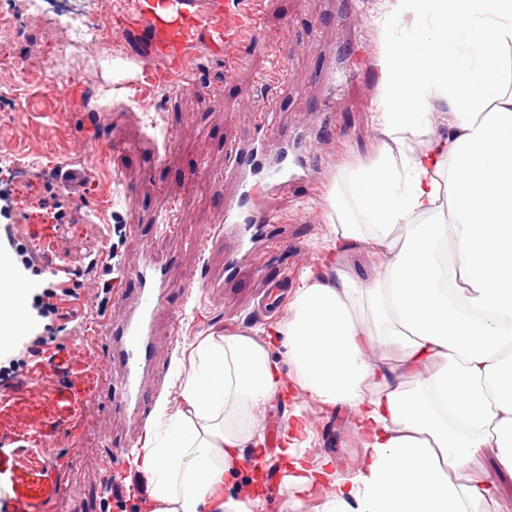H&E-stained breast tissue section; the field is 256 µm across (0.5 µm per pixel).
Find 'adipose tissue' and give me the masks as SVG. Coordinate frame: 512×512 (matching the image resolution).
<instances>
[{
    "label": "adipose tissue",
    "instance_id": "adipose-tissue-1",
    "mask_svg": "<svg viewBox=\"0 0 512 512\" xmlns=\"http://www.w3.org/2000/svg\"><path fill=\"white\" fill-rule=\"evenodd\" d=\"M375 24L387 141L328 196L329 245L277 343H192L180 407L158 400L135 451L151 512H269L225 483L289 390L348 410L355 451L343 470L315 453L296 407L284 512H500L483 460L512 465V0H385ZM352 243L378 257L375 287L341 266Z\"/></svg>",
    "mask_w": 512,
    "mask_h": 512
}]
</instances>
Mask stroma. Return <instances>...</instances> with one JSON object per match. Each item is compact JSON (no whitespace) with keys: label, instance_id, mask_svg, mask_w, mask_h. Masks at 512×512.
Returning <instances> with one entry per match:
<instances>
[{"label":"stroma","instance_id":"35a3bbf8","mask_svg":"<svg viewBox=\"0 0 512 512\" xmlns=\"http://www.w3.org/2000/svg\"><path fill=\"white\" fill-rule=\"evenodd\" d=\"M134 0H98V45H79L58 56L56 37L34 23L16 54L32 75L57 72L70 96H46L31 83L19 112H0V163L19 152L38 155L31 180L45 186L42 206L57 204L54 168L88 174L82 210L71 233L78 241L122 225L116 257L89 252L88 287L76 284L59 262L53 295L54 331L30 364L53 387L21 392L0 387V512H107L108 483L98 460L122 446V414L112 413L113 378L107 371L102 334L124 308L114 297L129 289L144 252L165 267L172 283L170 305L158 318L160 375L152 399L180 405L174 375L187 364L191 344L214 331H255L285 310L264 309L274 279L292 292L330 237L325 197L344 166L371 161L384 141L374 118L378 72L374 20L383 0H264L259 32L237 48L233 77L224 75V53L203 31L182 42L178 57H157L149 32L118 28ZM117 56L107 66L98 47ZM274 110L276 125L260 130L257 113ZM257 148L263 181L280 165L283 150L301 159L288 194L263 197L275 216L225 277L227 249L212 227L221 220L220 196L211 185L233 165L227 146ZM26 194L10 192L0 204V225L12 224L28 242L60 236L62 227L27 222ZM175 224L166 233L162 223ZM208 229L206 248L195 241ZM108 279L111 289L95 284ZM317 420L316 451L346 466L353 439L345 410L330 413L306 404ZM110 434H103L104 423ZM42 427L45 463L26 461L33 424Z\"/></svg>","mask_w":512,"mask_h":512}]
</instances>
